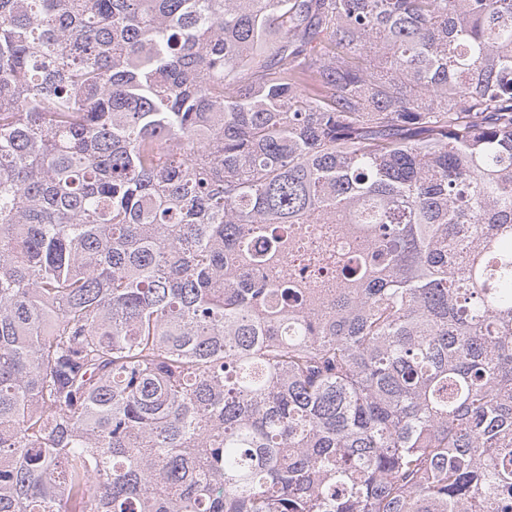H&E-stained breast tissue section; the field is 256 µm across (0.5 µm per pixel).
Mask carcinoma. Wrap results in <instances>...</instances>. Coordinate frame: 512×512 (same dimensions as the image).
<instances>
[{
	"mask_svg": "<svg viewBox=\"0 0 512 512\" xmlns=\"http://www.w3.org/2000/svg\"><path fill=\"white\" fill-rule=\"evenodd\" d=\"M0 512H512V0H0Z\"/></svg>",
	"mask_w": 512,
	"mask_h": 512,
	"instance_id": "1",
	"label": "carcinoma"
}]
</instances>
